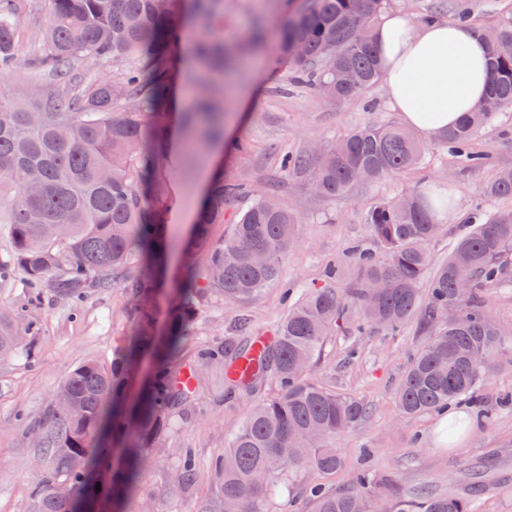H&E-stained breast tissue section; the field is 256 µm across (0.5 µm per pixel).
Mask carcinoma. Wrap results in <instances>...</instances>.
Returning <instances> with one entry per match:
<instances>
[{"label":"carcinoma","instance_id":"cac0c4a2","mask_svg":"<svg viewBox=\"0 0 512 512\" xmlns=\"http://www.w3.org/2000/svg\"><path fill=\"white\" fill-rule=\"evenodd\" d=\"M389 0H303L279 28V51L293 79L334 102L363 95L381 79L372 29ZM21 0H0V78L22 67ZM45 23L32 62L36 77L23 102L0 96V224L12 244L10 265L32 288L80 300L88 293L125 288L146 298L156 279L140 263L167 243L164 224L172 199L156 182L161 143L171 130L170 77L179 62L183 20L206 25L224 19V0H41ZM489 41L492 81L475 111L465 114L441 141L470 168L487 162L472 149L499 111L512 107V15L493 25ZM263 20L230 44L224 29L193 44L207 66L195 109L181 113L179 128L200 142L218 137L224 118L219 99L224 75L237 57L263 46ZM112 65L92 82L80 70L94 62ZM425 147L395 125L367 124L334 144L301 150L282 159L285 174H311L314 195L346 197L359 183L394 176L422 163ZM495 201L512 199V167L501 168L483 187ZM240 189L213 184L198 213L192 252L204 256L185 267L176 289L177 309L162 341L153 336L154 314L134 310V334L116 350L112 367L96 361L77 366L57 392L80 407L74 414L50 400L34 452L44 464L31 512H102L98 478L112 479L114 500L130 498L147 463V449L163 441L176 414L186 413L193 386L181 387L183 346L197 317V304L215 295L245 302L277 282L283 261L297 243L298 216L268 195L240 208L227 237L215 241L209 226L224 223V198ZM453 194L429 186L375 203L364 215L370 236L383 248L376 256L353 250L356 274L338 290L312 289L288 308L275 337L248 378L234 380L230 367L249 345L218 346L204 359L224 366L222 397L253 392L269 376L277 393L252 405L244 424L215 460L214 496L198 512H268L277 480L301 469L331 475L344 459L342 435L365 420L368 408L354 396L308 377L324 339L342 328L350 311L362 328L395 330L414 317L428 333L409 358L395 395L401 415L448 411L475 398L494 359L503 327L488 309L485 289L512 283V207L492 212L455 244L448 260L428 273L426 244L441 230L439 209ZM33 322L16 327L0 319V357L14 354L32 335ZM158 350L151 380L130 405L124 386L146 347ZM123 457L112 466V450ZM174 484L194 481L198 464L189 448L176 449ZM310 512H473L466 493L408 496L393 476L357 470L343 488L306 483L300 489Z\"/></svg>","mask_w":512,"mask_h":512}]
</instances>
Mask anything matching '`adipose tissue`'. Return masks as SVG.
Returning <instances> with one entry per match:
<instances>
[{
	"mask_svg": "<svg viewBox=\"0 0 512 512\" xmlns=\"http://www.w3.org/2000/svg\"><path fill=\"white\" fill-rule=\"evenodd\" d=\"M374 37L388 101L423 137H441L485 97L489 47L473 25L391 11Z\"/></svg>",
	"mask_w": 512,
	"mask_h": 512,
	"instance_id": "obj_1",
	"label": "adipose tissue"
}]
</instances>
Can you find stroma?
Instances as JSON below:
<instances>
[{
  "mask_svg": "<svg viewBox=\"0 0 512 512\" xmlns=\"http://www.w3.org/2000/svg\"><path fill=\"white\" fill-rule=\"evenodd\" d=\"M261 15L270 36L263 51L248 56L227 119L239 139L247 141V150L217 155L208 145L196 157L181 152L178 159L183 169L167 177L166 189L179 199L182 210L196 213L202 199L199 175L207 165L216 164L225 183L242 185L252 195H275L285 208L295 211L300 218L299 243L289 252L280 281L253 300L227 303L211 296L202 302L184 343L185 363L198 374L191 405L170 424L165 447L149 449L139 491L127 502V512H139L142 503L149 501L165 504L169 512H197L213 495L212 460L223 454L250 405L274 393L275 383L266 380L255 392L224 402L218 367L203 362L200 351L236 339L234 325L242 316L250 320L251 335H273L291 303L311 287L324 285L328 265H336L335 286L344 288L354 272L353 247L382 251L364 222L374 202L430 185L439 175L449 176L457 209L427 245L436 265L447 260L455 240L469 231L467 219L476 209L492 212L505 206L501 200H486L481 187L499 168L512 167V109L475 140L474 150L489 159L479 169L461 167L439 142L431 140L419 166L358 185L347 197L332 202L314 199L307 177L284 176L280 160L285 153L339 139L374 121L398 125L402 119L388 104L383 84H376L361 98L336 103L293 83L286 63L279 62L275 71H268V63L278 56L275 32L282 19L280 0H224L225 38L247 34ZM182 265V259L170 261L159 292L142 301L126 289L113 288L90 293L75 303L47 294L41 305L34 306L24 282L11 276L0 278V315L31 318L39 324L38 334L28 340L29 355L0 358V512L31 508L41 466L27 430L53 391L84 361L111 365L114 350L132 332V313L138 304L155 311L156 332L164 334ZM490 311L506 331L500 361L483 380L476 408L464 401L456 403V410L473 414L475 422L452 438L444 435L440 414L403 418L395 405L408 356L423 340L417 321L394 333H361L352 316L341 332L326 338L310 370L311 380L353 394L370 409L368 418L339 441L347 470L326 477V484H347L350 468L357 466L366 447L374 451L376 473L396 475L407 489L426 487L447 495L471 491L472 481L477 480L482 488L471 492L475 512H512V411L501 405L512 396V287L492 290ZM183 446L194 450L199 472L195 483L179 492L171 477L177 466L175 451Z\"/></svg>",
  "mask_w": 512,
  "mask_h": 512,
  "instance_id": "1",
  "label": "stroma"
}]
</instances>
